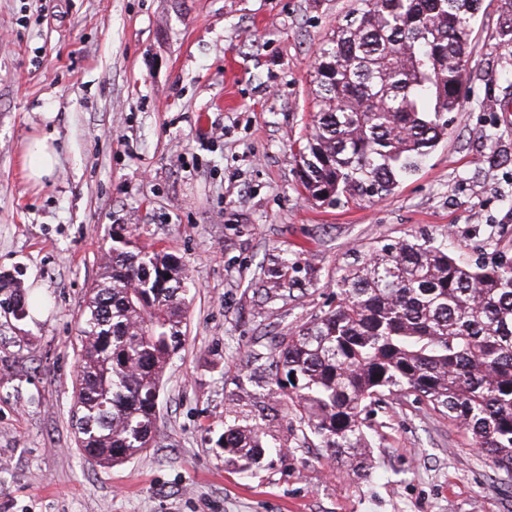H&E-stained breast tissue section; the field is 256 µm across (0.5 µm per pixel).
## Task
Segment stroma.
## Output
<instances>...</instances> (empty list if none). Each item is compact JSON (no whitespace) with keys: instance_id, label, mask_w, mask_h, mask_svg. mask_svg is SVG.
Instances as JSON below:
<instances>
[{"instance_id":"35a3bbf8","label":"stroma","mask_w":512,"mask_h":512,"mask_svg":"<svg viewBox=\"0 0 512 512\" xmlns=\"http://www.w3.org/2000/svg\"><path fill=\"white\" fill-rule=\"evenodd\" d=\"M354 0H0V272L42 304L0 309V512H512V481L415 396L367 424L373 468L349 476L301 429L275 344L336 303L355 256L429 239L479 264L512 254V55L483 0L447 139L380 201L306 198L296 141L310 71ZM495 140H488V133ZM52 138L54 172L27 175ZM125 225L193 283L163 378L155 446L103 468L77 448L72 388L86 294ZM300 269L268 288L282 261ZM262 427L245 474L214 445Z\"/></svg>"}]
</instances>
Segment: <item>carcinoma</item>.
I'll return each instance as SVG.
<instances>
[{"label":"carcinoma","mask_w":512,"mask_h":512,"mask_svg":"<svg viewBox=\"0 0 512 512\" xmlns=\"http://www.w3.org/2000/svg\"><path fill=\"white\" fill-rule=\"evenodd\" d=\"M356 2L314 60L315 112L296 153L305 195L321 204L392 194L448 138L480 8V0ZM499 45L512 49V13ZM112 242L85 301L72 402L78 447L107 468L154 443L189 291L175 256L142 251L122 230ZM291 270L286 260L269 270L272 287L293 286ZM0 292V307L24 318L31 305L21 283L0 277ZM336 296L277 346L276 385L331 456L369 476L363 414L387 393H412L512 479V257L473 266L446 244L387 243L342 270ZM217 446L247 471L268 443L259 427L231 425Z\"/></svg>","instance_id":"carcinoma-1"}]
</instances>
